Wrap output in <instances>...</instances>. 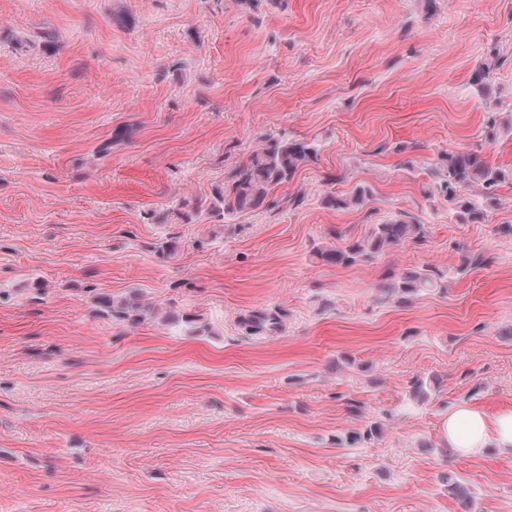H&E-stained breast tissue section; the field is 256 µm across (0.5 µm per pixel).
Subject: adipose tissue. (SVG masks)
Returning <instances> with one entry per match:
<instances>
[{"label": "adipose tissue", "instance_id": "adipose-tissue-1", "mask_svg": "<svg viewBox=\"0 0 512 512\" xmlns=\"http://www.w3.org/2000/svg\"><path fill=\"white\" fill-rule=\"evenodd\" d=\"M442 445L463 457H477L490 447L512 456V409L495 416L469 404L456 405L439 425Z\"/></svg>", "mask_w": 512, "mask_h": 512}]
</instances>
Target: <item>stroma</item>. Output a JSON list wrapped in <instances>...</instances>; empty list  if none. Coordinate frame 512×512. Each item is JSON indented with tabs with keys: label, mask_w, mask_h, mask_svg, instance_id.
Instances as JSON below:
<instances>
[{
	"label": "stroma",
	"mask_w": 512,
	"mask_h": 512,
	"mask_svg": "<svg viewBox=\"0 0 512 512\" xmlns=\"http://www.w3.org/2000/svg\"><path fill=\"white\" fill-rule=\"evenodd\" d=\"M511 118L512 0H0V512H512V457L436 447L458 402L512 409V184L475 223L422 193L445 151L512 168ZM269 133L320 149L273 192L301 205L176 216ZM403 210L422 241L313 262ZM426 265L447 293L378 302ZM134 289L158 318L99 313ZM372 196V189L368 185H356L348 194L331 193L325 196V205L336 210H346L363 206L369 197ZM283 316L278 308H262L242 317L240 325L250 334L275 333L282 327Z\"/></svg>",
	"instance_id": "1"
}]
</instances>
